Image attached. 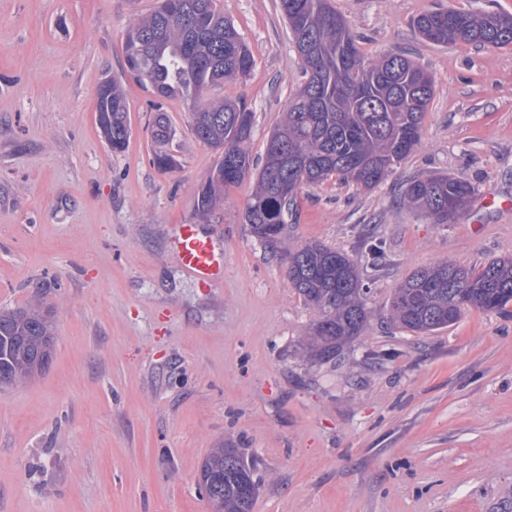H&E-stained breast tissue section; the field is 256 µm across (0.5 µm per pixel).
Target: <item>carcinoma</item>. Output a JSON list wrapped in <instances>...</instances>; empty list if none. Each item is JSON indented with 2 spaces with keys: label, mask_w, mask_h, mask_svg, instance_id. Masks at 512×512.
Returning <instances> with one entry per match:
<instances>
[{
  "label": "carcinoma",
  "mask_w": 512,
  "mask_h": 512,
  "mask_svg": "<svg viewBox=\"0 0 512 512\" xmlns=\"http://www.w3.org/2000/svg\"><path fill=\"white\" fill-rule=\"evenodd\" d=\"M218 0H160L151 14L127 32V74L159 99L180 95L191 102L194 136L219 153L197 192V213L207 220L224 206V190L252 180L244 219L252 236L278 248L287 260L291 288L313 311L301 342L312 363H328L369 324L371 312L358 264L378 266L381 251L357 256L319 242L288 243V213L297 210L298 192L331 177L366 190L377 187L421 143L423 120L434 79L399 53L364 62L356 39L331 0H279L307 76L267 141L259 172L249 152L254 111L246 98L203 100L204 91L226 79H243L255 65L242 35L217 7ZM418 34L436 44L501 48L512 45V15L440 9L421 14ZM97 122L113 152L130 138L129 110L121 84L109 79L99 88ZM173 134L166 113L152 123V163L174 168L167 150ZM475 195L466 179L445 173L409 178L403 204L434 224H454ZM512 253L475 269L442 260L413 270L393 293L388 319L419 335L457 322L478 308L509 314ZM55 342L51 313L42 305L0 310V385L26 383L51 360ZM237 448L211 449L198 484L222 476L206 498L212 512H252L255 496L239 493L240 473L229 457Z\"/></svg>",
  "instance_id": "carcinoma-1"
}]
</instances>
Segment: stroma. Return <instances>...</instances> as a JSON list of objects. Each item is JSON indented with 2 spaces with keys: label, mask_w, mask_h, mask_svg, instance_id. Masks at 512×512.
<instances>
[{
  "label": "stroma",
  "mask_w": 512,
  "mask_h": 512,
  "mask_svg": "<svg viewBox=\"0 0 512 512\" xmlns=\"http://www.w3.org/2000/svg\"><path fill=\"white\" fill-rule=\"evenodd\" d=\"M279 0H220L255 66L209 98L246 97L249 151L304 83ZM365 61L408 55L435 78L420 146L373 190L302 189L293 244L355 252L370 323L336 362L297 345L312 318L279 252L244 222L250 183L210 220L196 194L217 155L181 97L164 99L175 170L153 167V96L123 78L131 24L156 0H0V309L36 302L57 336L49 367L0 387V512H210L198 474L211 448L245 449L252 512H512V316L478 309L417 336L385 321L393 292L437 260L467 268L512 253V45H437L413 29L444 6L512 15V0H332ZM122 77L127 148L97 124L101 83ZM448 172L476 194L457 223L409 210L413 175ZM190 224L223 276L178 264Z\"/></svg>",
  "instance_id": "1"
}]
</instances>
